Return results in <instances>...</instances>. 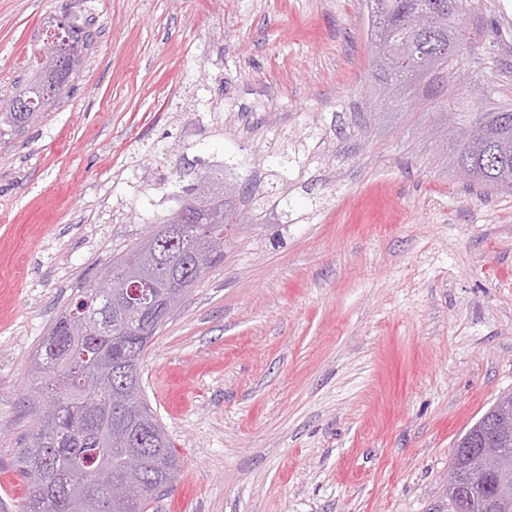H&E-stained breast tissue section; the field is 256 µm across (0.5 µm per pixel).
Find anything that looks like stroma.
I'll return each mask as SVG.
<instances>
[{
  "instance_id": "obj_1",
  "label": "stroma",
  "mask_w": 512,
  "mask_h": 512,
  "mask_svg": "<svg viewBox=\"0 0 512 512\" xmlns=\"http://www.w3.org/2000/svg\"><path fill=\"white\" fill-rule=\"evenodd\" d=\"M64 15L82 67L0 124V512L38 345L188 166L248 222L146 353L180 462L149 512H452L454 444L512 392V191L458 174L448 120L512 107V0H466L453 64L389 95L366 0H0V113Z\"/></svg>"
}]
</instances>
